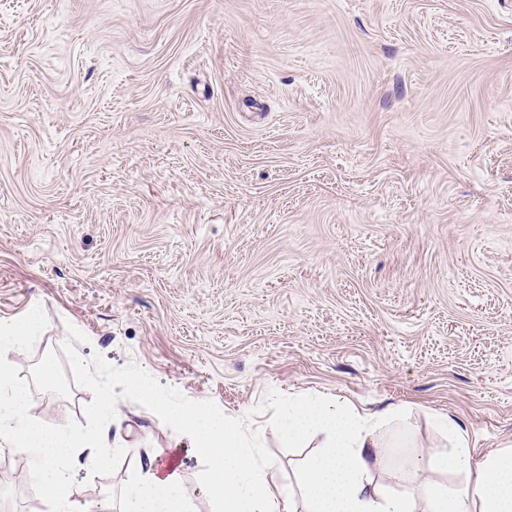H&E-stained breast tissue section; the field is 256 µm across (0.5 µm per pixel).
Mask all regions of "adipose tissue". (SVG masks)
<instances>
[{"mask_svg":"<svg viewBox=\"0 0 512 512\" xmlns=\"http://www.w3.org/2000/svg\"><path fill=\"white\" fill-rule=\"evenodd\" d=\"M41 327L35 313L20 321L0 320V449L28 452L34 491L49 501L51 512H74L68 464L81 448L89 451L87 468L103 458L110 445L113 391L95 392L93 433L37 425L28 385L10 369ZM121 384L164 409L195 440L209 463L211 512H298L301 500L308 512H512V448L474 457L469 429L448 415L434 419L448 451L408 455L395 463L386 451L388 437L416 432L407 408L367 413L342 400H291L282 416L289 438L318 449L301 464L300 484L293 489L280 483L277 464L261 455L232 417L202 403L171 404L141 376ZM123 512H188L181 474L149 461L126 487Z\"/></svg>","mask_w":512,"mask_h":512,"instance_id":"adipose-tissue-1","label":"adipose tissue"}]
</instances>
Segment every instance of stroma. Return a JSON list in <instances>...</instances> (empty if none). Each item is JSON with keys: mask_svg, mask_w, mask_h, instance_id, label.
I'll return each mask as SVG.
<instances>
[{"mask_svg": "<svg viewBox=\"0 0 512 512\" xmlns=\"http://www.w3.org/2000/svg\"><path fill=\"white\" fill-rule=\"evenodd\" d=\"M36 419L95 427L77 512L139 458L208 464L117 379L144 375L307 454L291 397L409 407L415 446L512 445V0H0V319ZM62 386L48 396L37 363ZM0 512H49L28 473Z\"/></svg>", "mask_w": 512, "mask_h": 512, "instance_id": "stroma-1", "label": "stroma"}]
</instances>
